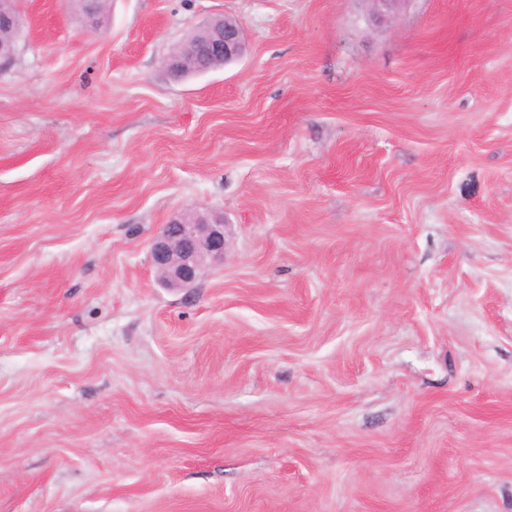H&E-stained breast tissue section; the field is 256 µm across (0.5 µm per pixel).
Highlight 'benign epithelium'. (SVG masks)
<instances>
[{"label":"benign epithelium","mask_w":512,"mask_h":512,"mask_svg":"<svg viewBox=\"0 0 512 512\" xmlns=\"http://www.w3.org/2000/svg\"><path fill=\"white\" fill-rule=\"evenodd\" d=\"M204 32L200 54L207 62L193 55L196 73L212 70V63L228 65L244 52V35L233 19L212 18L199 26ZM17 40H0V70L10 66L16 53ZM163 67L170 75L185 69L181 46L174 47L164 58ZM224 216L185 211L177 214L153 239L150 256L162 284L168 288L186 289L194 286L201 275L213 265L224 261Z\"/></svg>","instance_id":"obj_1"}]
</instances>
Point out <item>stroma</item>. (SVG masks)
Wrapping results in <instances>:
<instances>
[{
    "label": "stroma",
    "mask_w": 512,
    "mask_h": 512,
    "mask_svg": "<svg viewBox=\"0 0 512 512\" xmlns=\"http://www.w3.org/2000/svg\"><path fill=\"white\" fill-rule=\"evenodd\" d=\"M22 0L0 512H512V0ZM215 15L247 51L173 80ZM223 265L157 279L183 210ZM224 251V217L185 211L162 226L150 256L164 286L186 289L213 265L224 262Z\"/></svg>",
    "instance_id": "35a3bbf8"
}]
</instances>
